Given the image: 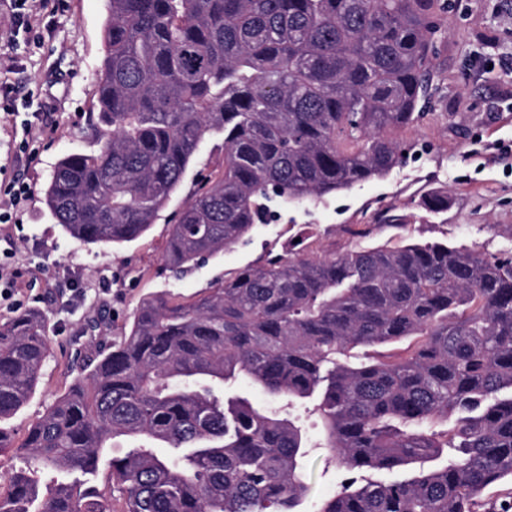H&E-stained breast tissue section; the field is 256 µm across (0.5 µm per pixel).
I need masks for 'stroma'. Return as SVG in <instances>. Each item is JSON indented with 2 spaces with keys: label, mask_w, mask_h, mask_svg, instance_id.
Returning a JSON list of instances; mask_svg holds the SVG:
<instances>
[{
  "label": "stroma",
  "mask_w": 512,
  "mask_h": 512,
  "mask_svg": "<svg viewBox=\"0 0 512 512\" xmlns=\"http://www.w3.org/2000/svg\"><path fill=\"white\" fill-rule=\"evenodd\" d=\"M107 2L63 0L48 29L43 0H0V187L21 194L8 210L9 223L0 224V267L14 274L0 281L9 290L0 296V321L39 311L49 347L33 395L0 422L14 444L0 454L2 483L21 464L15 449L30 425L83 375L101 347L128 333L132 313L146 297L163 292L191 300L244 266L280 254L282 244L307 224L320 231L321 254L360 246L345 226L378 223L388 210L405 217L404 236L414 241L463 245L485 255L512 248V168L487 149L496 142L512 148V0H448L438 17L436 92L424 116L397 131L411 152L384 178L354 184L322 202L286 209L272 204V217L250 237L178 277L162 269L165 220L138 240L113 247L70 238L52 218L44 189L61 158L93 148ZM30 126L50 134L27 145ZM223 161V137H207L172 207ZM435 188L447 190L451 204L433 217L421 209L420 198ZM341 479L333 463L312 452L301 512H317Z\"/></svg>",
  "instance_id": "stroma-1"
}]
</instances>
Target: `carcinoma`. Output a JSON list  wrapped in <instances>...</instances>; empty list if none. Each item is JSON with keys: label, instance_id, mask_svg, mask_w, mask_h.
<instances>
[{"label": "carcinoma", "instance_id": "obj_1", "mask_svg": "<svg viewBox=\"0 0 512 512\" xmlns=\"http://www.w3.org/2000/svg\"><path fill=\"white\" fill-rule=\"evenodd\" d=\"M97 145L64 156L45 190L75 240L134 241L160 218L208 135L224 169L168 220L164 267L184 274L247 236L268 203L323 200L404 159L386 135L429 96L447 0H108ZM448 211V192L421 200ZM314 234L189 302L143 300L29 429L28 464L0 512H112L92 488L110 459L124 512H297L309 449L344 479L319 512H512L475 504L512 479V251L401 239L322 257ZM409 341L398 362L380 347ZM48 356L37 311L0 322V422L33 394ZM240 380L281 399L224 401ZM318 398L321 438L289 416ZM455 415L451 430L441 428ZM166 452L160 453L158 449ZM410 479L360 481L416 462Z\"/></svg>", "mask_w": 512, "mask_h": 512}]
</instances>
